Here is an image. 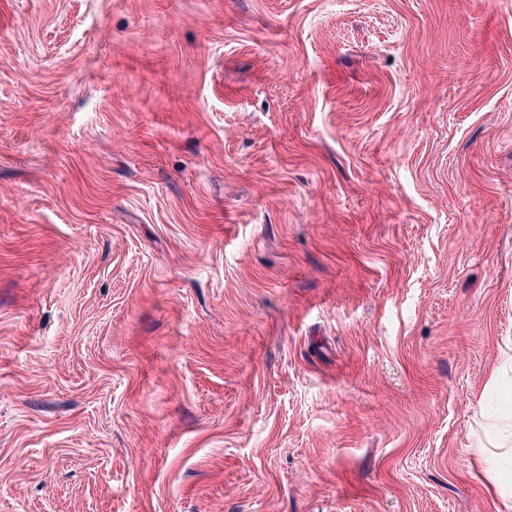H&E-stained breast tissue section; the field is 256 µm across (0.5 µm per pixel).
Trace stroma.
Here are the masks:
<instances>
[{
	"label": "stroma",
	"mask_w": 512,
	"mask_h": 512,
	"mask_svg": "<svg viewBox=\"0 0 512 512\" xmlns=\"http://www.w3.org/2000/svg\"><path fill=\"white\" fill-rule=\"evenodd\" d=\"M512 0H0V512H508Z\"/></svg>",
	"instance_id": "35a3bbf8"
}]
</instances>
